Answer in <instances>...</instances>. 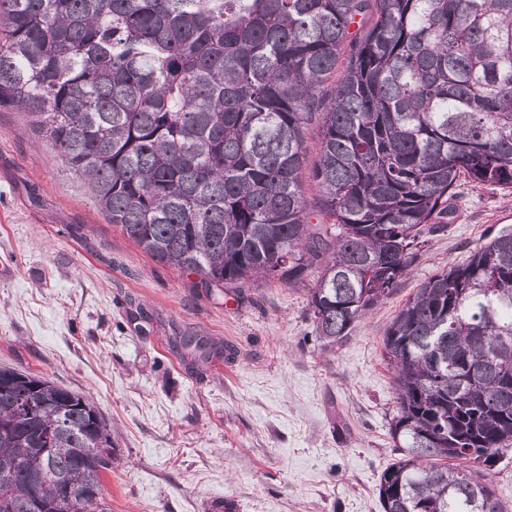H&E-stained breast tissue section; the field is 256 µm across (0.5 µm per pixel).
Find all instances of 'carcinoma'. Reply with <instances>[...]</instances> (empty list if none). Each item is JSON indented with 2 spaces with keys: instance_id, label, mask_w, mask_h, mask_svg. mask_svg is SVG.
Masks as SVG:
<instances>
[{
  "instance_id": "carcinoma-1",
  "label": "carcinoma",
  "mask_w": 512,
  "mask_h": 512,
  "mask_svg": "<svg viewBox=\"0 0 512 512\" xmlns=\"http://www.w3.org/2000/svg\"><path fill=\"white\" fill-rule=\"evenodd\" d=\"M1 108L205 290L313 277L333 347L459 218L461 186L512 188V0H0ZM305 177L331 224L310 223ZM171 344L192 362L223 353ZM383 348L401 456L380 474L382 512H506L489 471L512 450V231L424 281ZM110 469L90 398L0 366V512H110Z\"/></svg>"
}]
</instances>
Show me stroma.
Returning a JSON list of instances; mask_svg holds the SVG:
<instances>
[{"instance_id": "obj_1", "label": "stroma", "mask_w": 512, "mask_h": 512, "mask_svg": "<svg viewBox=\"0 0 512 512\" xmlns=\"http://www.w3.org/2000/svg\"><path fill=\"white\" fill-rule=\"evenodd\" d=\"M398 288L336 347L316 336L312 281L205 292L108 222L18 110H0V366L91 396L112 428V512H381L398 450L386 327L419 285L505 228L512 192L466 185ZM152 312L143 322L139 311ZM178 332L230 345L187 368Z\"/></svg>"}]
</instances>
